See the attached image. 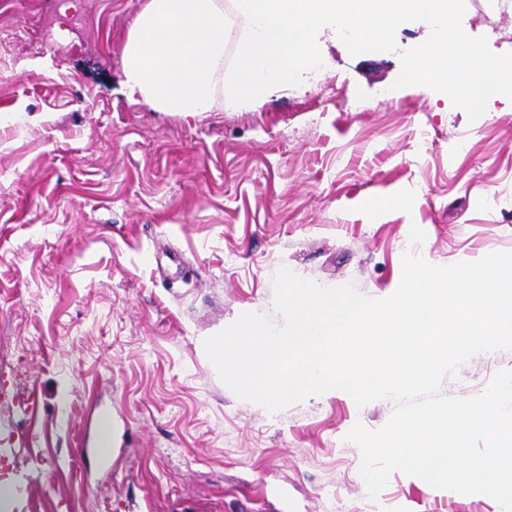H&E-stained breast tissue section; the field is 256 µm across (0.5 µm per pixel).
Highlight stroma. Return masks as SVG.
Instances as JSON below:
<instances>
[{
  "label": "stroma",
  "mask_w": 512,
  "mask_h": 512,
  "mask_svg": "<svg viewBox=\"0 0 512 512\" xmlns=\"http://www.w3.org/2000/svg\"><path fill=\"white\" fill-rule=\"evenodd\" d=\"M146 0H0V512H495L392 473L377 498L355 424L396 404L326 393L269 413L221 382L205 338L281 323V268L382 299L406 251L448 266L512 252V100L478 119L393 89L400 54L350 55L248 111L161 112L120 85ZM512 52V10L464 0ZM512 369L477 354L439 392ZM118 423L109 455L99 429Z\"/></svg>",
  "instance_id": "stroma-1"
}]
</instances>
